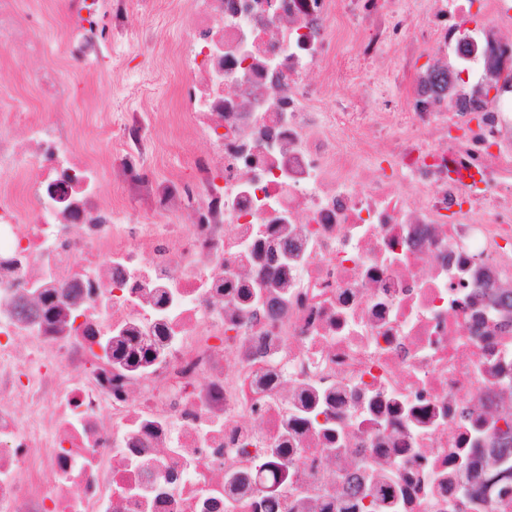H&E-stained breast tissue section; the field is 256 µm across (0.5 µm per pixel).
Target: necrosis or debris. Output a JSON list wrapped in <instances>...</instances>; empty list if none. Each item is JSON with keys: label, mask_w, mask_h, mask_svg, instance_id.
<instances>
[{"label": "necrosis or debris", "mask_w": 512, "mask_h": 512, "mask_svg": "<svg viewBox=\"0 0 512 512\" xmlns=\"http://www.w3.org/2000/svg\"><path fill=\"white\" fill-rule=\"evenodd\" d=\"M136 3L0 0V51L44 61L37 110L0 106V512H257L265 486L277 512H489L512 0H164L170 125L211 153L120 224L107 171L150 131L76 92L120 84L105 32ZM346 39L369 84L402 54L391 111H326ZM129 334L160 357L116 364L101 341Z\"/></svg>", "instance_id": "necrosis-or-debris-1"}]
</instances>
